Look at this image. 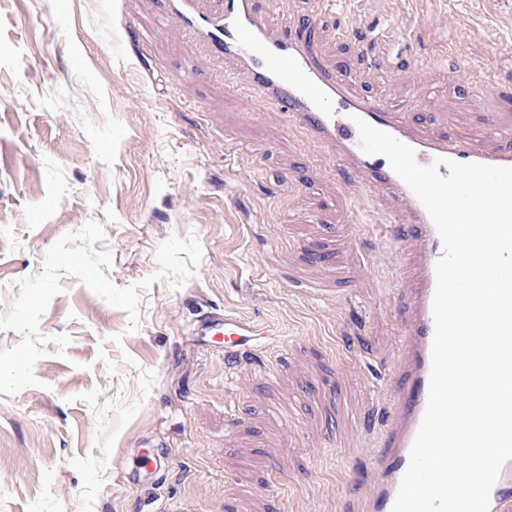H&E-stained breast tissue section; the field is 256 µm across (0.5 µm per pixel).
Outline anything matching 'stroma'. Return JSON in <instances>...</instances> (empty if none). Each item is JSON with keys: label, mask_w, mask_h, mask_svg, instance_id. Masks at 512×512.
<instances>
[{"label": "stroma", "mask_w": 512, "mask_h": 512, "mask_svg": "<svg viewBox=\"0 0 512 512\" xmlns=\"http://www.w3.org/2000/svg\"><path fill=\"white\" fill-rule=\"evenodd\" d=\"M165 0H0V317L47 250L96 222L107 275L202 257L140 318L65 275L39 324L68 335L0 394V512H364L403 356V245L386 210ZM312 17L357 89L452 136L512 128V0H277ZM504 96H481L478 77ZM214 312L261 328L227 364Z\"/></svg>", "instance_id": "35a3bbf8"}]
</instances>
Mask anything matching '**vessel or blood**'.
<instances>
[{
    "label": "vessel or blood",
    "mask_w": 512,
    "mask_h": 512,
    "mask_svg": "<svg viewBox=\"0 0 512 512\" xmlns=\"http://www.w3.org/2000/svg\"><path fill=\"white\" fill-rule=\"evenodd\" d=\"M164 23L183 27L214 59L247 71L254 91L277 102L291 127L324 145L339 166L360 172L361 186L373 196L393 201L392 214L411 255L404 274L410 282L403 310L405 362L394 387L396 404L389 416L384 444L375 449V489L368 512H392L409 454L426 410L434 335L435 265L442 243L429 214L381 155L366 154L357 120H365L412 147L419 164L446 160L512 167V135L490 127L495 146L439 134L415 123L383 99L357 92L341 67L327 66L312 39L313 22L303 19L282 26L273 7L258 0H222L210 12L199 11L195 0H166ZM203 332L222 328L224 352L232 355L258 335L256 326L232 319L205 317ZM489 512H512V460L501 468L490 497Z\"/></svg>",
    "instance_id": "obj_1"
}]
</instances>
